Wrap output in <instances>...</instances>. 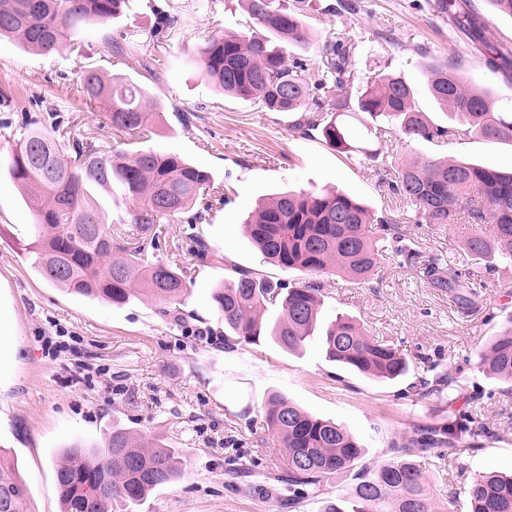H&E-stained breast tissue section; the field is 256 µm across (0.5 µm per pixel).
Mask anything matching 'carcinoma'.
I'll return each mask as SVG.
<instances>
[{"mask_svg":"<svg viewBox=\"0 0 512 512\" xmlns=\"http://www.w3.org/2000/svg\"><path fill=\"white\" fill-rule=\"evenodd\" d=\"M128 0H0V37L14 39L42 55L72 50L80 26L106 23L124 13ZM254 23L264 30L236 34L215 32L198 47L197 63L209 85L226 95L262 104L271 112L296 114L290 130L303 136L321 134L339 152L361 155L370 165L378 151L350 143L341 116L364 114L373 128L387 129L400 140L439 141L478 136L512 143V101L491 86L475 83L460 64L449 60L432 66L428 91L454 113L458 124H433L416 106L415 90L401 77L379 74L354 93V32L343 29L318 47L320 63L295 57L310 45L302 20V0L285 8L280 0H243ZM475 41L488 55L492 71L512 69V51L485 36L483 22L472 23ZM79 93L87 102L102 103L113 135L137 140L155 122L153 102L140 85L121 78L106 79L84 72ZM64 156L57 137L28 129L8 151L4 162L11 178L35 212V236L28 253L47 280L70 292L116 305L148 294L169 303L187 291V271L171 261L151 260L145 246H131L121 233L97 216L90 186L121 188L129 223L152 227L203 207L187 219L203 220L213 176L179 155L154 148L100 150L72 137ZM395 206L380 213L367 209L346 193L326 189L282 191L261 205L244 225L246 235L266 262L298 271L295 281L273 282L251 271L214 288L212 300L224 341L258 345L273 340L284 349H303L313 336L323 305L319 286L309 280L330 272L355 284L368 282L388 249L406 251L402 225L457 223L459 213L476 231L467 240L470 265L465 272L447 270L433 261L423 277L448 292L460 307L476 302L472 285L486 263L498 258L502 278L512 277V171L468 164L448 158H421L397 166L389 183ZM491 225V234L483 226ZM279 316L264 318L268 306ZM321 348L330 362L378 379L395 380L409 364L391 344L371 336L360 323L339 316L328 324ZM476 367L512 384V317L491 343L477 351ZM463 388L446 372L433 379L419 377L409 387L418 398ZM266 426L288 454V507L324 495L332 475L354 472L353 484L336 498L324 499L321 512H452L457 499L436 497L426 462L436 458L465 474L464 455L483 448L490 436L506 441L512 432H494L470 417L417 428L400 441L388 442L378 465L358 467L363 448L341 425L315 417L287 396L273 394L265 405ZM184 459L164 440L112 426L104 445L76 439L56 461L61 512H125L158 487L183 473ZM468 512H512V477L479 473L471 478ZM29 490L4 453L0 452V512H27Z\"/></svg>","mask_w":512,"mask_h":512,"instance_id":"cac0c4a2","label":"carcinoma"}]
</instances>
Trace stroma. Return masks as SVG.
Returning a JSON list of instances; mask_svg holds the SVG:
<instances>
[{
	"mask_svg": "<svg viewBox=\"0 0 512 512\" xmlns=\"http://www.w3.org/2000/svg\"><path fill=\"white\" fill-rule=\"evenodd\" d=\"M303 20L311 33L306 51L349 27L359 47L354 86L377 74L400 75L415 90L418 108L439 125L450 119L427 91L430 65L453 58L476 81L512 97V77L484 67L468 16L488 25V39L512 41V18L496 13L489 0H452L438 13L435 0H358L360 10L338 9L337 0H305ZM179 17L161 41L147 40L159 11ZM251 18L240 0H130L124 15L80 28L81 48L34 55L14 41L0 40V152H8L24 128H59L80 133L94 145L114 143L102 109L87 106L77 88L85 69L103 77L123 76L154 96L157 114L144 148L174 152L209 170L223 200L202 222L177 216L154 225L142 241H156L155 257L176 259L191 282L174 324L161 314L164 301L138 296L123 305L91 300L49 283L25 250L35 216L7 171H0V315L13 335L6 374L0 375V449L9 452L29 489L31 512H60L55 460L75 439L99 441L113 425L151 434L179 448L185 474L154 490L132 512H289L280 495L260 493L277 486L288 457L268 431L264 406L281 393L306 412L342 425L364 447L362 464L374 466L389 441L416 426L437 425L473 414L490 428L512 427V387L476 369L474 353L494 337L512 314V283L488 268L478 284L474 308L462 312L447 292L422 277V266L438 258L462 270L471 227L411 226L418 255L385 256L369 283L355 285L324 277L321 325L337 315L354 317L372 336L394 343L410 364L408 377L381 381L329 362L319 339L294 354L267 341L229 344L218 326L211 292L243 268L273 281L297 279L266 263L247 238L243 222L259 201L283 190H339L373 211L391 206L386 183L396 158L448 157L484 167L512 169V145L467 137L450 145L424 140L387 144L371 140L356 119L353 139L370 143L376 166L290 133L289 114L224 95L211 87L193 62L197 45L212 32L247 30ZM124 40V54L105 52L102 39ZM134 56L156 61L153 72L132 69ZM197 235L224 255L201 265L191 249L172 256V241ZM458 377L455 400L408 394L411 381L428 366ZM469 473L512 474V442L488 439L466 460Z\"/></svg>",
	"mask_w": 512,
	"mask_h": 512,
	"instance_id": "stroma-1",
	"label": "stroma"
}]
</instances>
